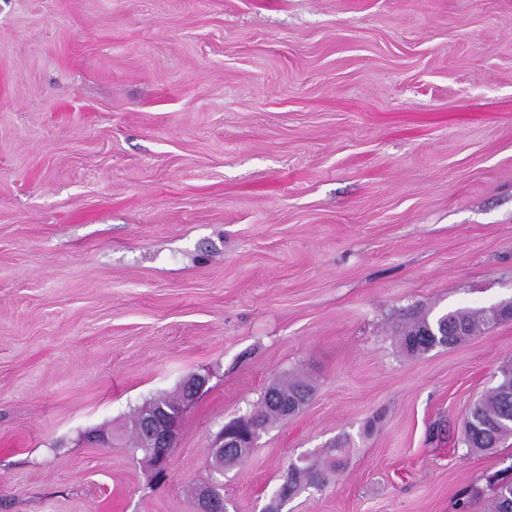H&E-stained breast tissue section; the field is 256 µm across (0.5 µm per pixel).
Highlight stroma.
I'll list each match as a JSON object with an SVG mask.
<instances>
[{"mask_svg": "<svg viewBox=\"0 0 512 512\" xmlns=\"http://www.w3.org/2000/svg\"><path fill=\"white\" fill-rule=\"evenodd\" d=\"M510 300L512 0H0V512H195L294 377L229 512H487L512 439L462 429L512 318L400 332ZM194 375L156 479L133 415ZM301 459L326 487L279 499ZM505 305L510 309L512 308L511 301ZM505 305L489 307L487 310L495 319H500L505 314ZM495 319L486 312V308L456 310L441 314L431 320L424 316L405 328L402 334V343L411 354H424L436 347L443 346L447 337L448 345H451L470 336H475L499 321ZM427 327H431L439 335L426 336ZM443 330H445L447 336L442 335ZM454 333L457 334L448 336ZM463 333L467 336H464ZM459 343L448 347H453ZM308 393V386L302 381L276 382L266 390L260 407L254 414L260 424L263 425V428H265L274 421L281 419L284 413L286 414L285 417H288V406L284 407L282 411L280 408L270 405L275 396L287 402L289 407H293V409L298 408L299 410V406L305 404ZM269 395L271 396L270 399H268ZM247 418H244L247 423L245 428L234 425H224V428L221 429L219 439L220 446H218V448L223 449L222 453L224 454V459L211 448V468L220 469L227 460L224 448H240L239 455H245L249 449L254 447L255 441L259 437L260 431L263 429L258 426L254 415Z\"/></svg>", "mask_w": 512, "mask_h": 512, "instance_id": "35a3bbf8", "label": "stroma"}]
</instances>
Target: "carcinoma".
I'll list each match as a JSON object with an SVG mask.
<instances>
[{
	"mask_svg": "<svg viewBox=\"0 0 512 512\" xmlns=\"http://www.w3.org/2000/svg\"><path fill=\"white\" fill-rule=\"evenodd\" d=\"M496 320L486 312V309H461L441 314L432 319L424 316L405 328L402 343L412 354H424L446 343L453 344L462 340L458 333L475 336ZM501 377L496 386L482 398L476 412L485 422H496L505 414L512 413V368L500 370ZM309 393L308 386L302 381L274 383L265 392L260 407L255 411L260 424L267 426L284 416L283 411L270 404V398L279 397L289 406L298 408L305 404ZM181 396L159 398L144 405L138 414L151 412L160 417H167L180 412ZM512 427L504 425L491 437L481 438L475 434L463 438V444L470 449L489 450L505 432ZM327 477L323 470L313 465L293 466L288 472V482L282 488L281 495L287 497L293 494L301 485H326ZM492 512H512V477H499L493 488Z\"/></svg>",
	"mask_w": 512,
	"mask_h": 512,
	"instance_id": "obj_1",
	"label": "carcinoma"
}]
</instances>
